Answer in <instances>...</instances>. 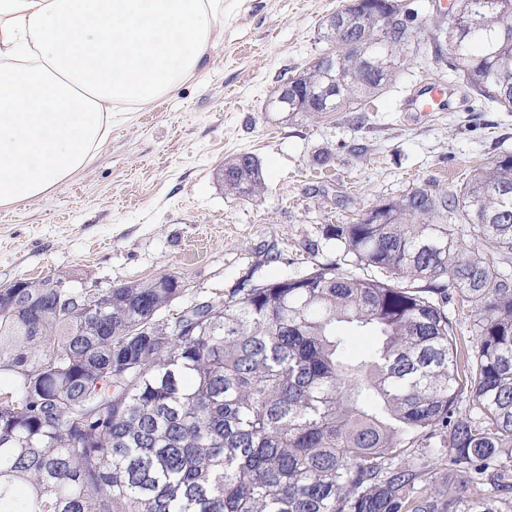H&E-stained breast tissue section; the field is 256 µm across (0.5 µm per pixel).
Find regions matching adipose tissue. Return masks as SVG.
<instances>
[{
  "label": "adipose tissue",
  "mask_w": 512,
  "mask_h": 512,
  "mask_svg": "<svg viewBox=\"0 0 512 512\" xmlns=\"http://www.w3.org/2000/svg\"><path fill=\"white\" fill-rule=\"evenodd\" d=\"M225 0H0V208L85 170L113 126L174 93Z\"/></svg>",
  "instance_id": "adipose-tissue-1"
}]
</instances>
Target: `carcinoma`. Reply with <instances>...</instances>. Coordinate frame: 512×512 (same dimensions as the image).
Listing matches in <instances>:
<instances>
[{
    "label": "carcinoma",
    "instance_id": "cac0c4a2",
    "mask_svg": "<svg viewBox=\"0 0 512 512\" xmlns=\"http://www.w3.org/2000/svg\"><path fill=\"white\" fill-rule=\"evenodd\" d=\"M383 0L343 8L330 61L293 75L312 112H364L403 68L417 16L382 29ZM366 49L360 63L343 42ZM465 88L512 112V0H458L434 44ZM336 77L330 108L310 89ZM224 191L262 187L224 163ZM467 224L474 244L450 233ZM345 255L395 284L336 272L237 288L162 311L181 280L107 289L62 277L0 290V512H512V154L454 192L417 187L331 227ZM446 278L475 331L459 372ZM425 281L424 288L402 281ZM375 338L358 356L336 323ZM442 431L459 479L446 498L402 445ZM496 480L500 497L485 496Z\"/></svg>",
    "mask_w": 512,
    "mask_h": 512
}]
</instances>
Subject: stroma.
I'll return each instance as SVG.
<instances>
[{
  "instance_id": "obj_1",
  "label": "stroma",
  "mask_w": 512,
  "mask_h": 512,
  "mask_svg": "<svg viewBox=\"0 0 512 512\" xmlns=\"http://www.w3.org/2000/svg\"><path fill=\"white\" fill-rule=\"evenodd\" d=\"M343 4L226 0L223 37L173 95L113 128L94 163L51 195L0 209V290L71 272L101 288L175 275L184 289L172 315L327 265L385 280L345 259L328 227L419 186L457 189L512 152V112L466 95L426 53L362 115L266 111L281 80L323 52V24ZM434 79L455 89L451 109L404 111ZM244 153L258 158L264 187L235 198L219 173Z\"/></svg>"
}]
</instances>
